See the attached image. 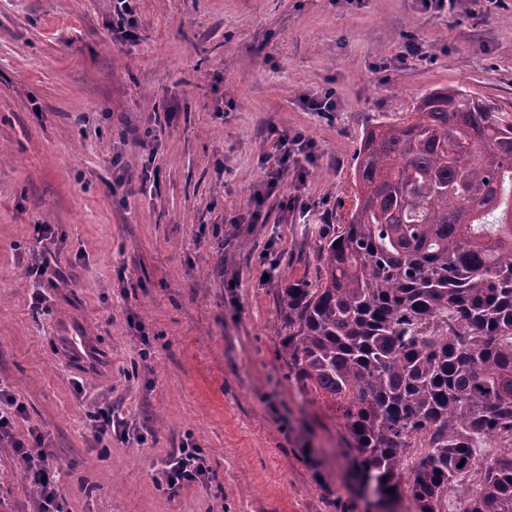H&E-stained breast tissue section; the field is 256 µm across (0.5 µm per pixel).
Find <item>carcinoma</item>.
<instances>
[{
  "label": "carcinoma",
  "mask_w": 512,
  "mask_h": 512,
  "mask_svg": "<svg viewBox=\"0 0 512 512\" xmlns=\"http://www.w3.org/2000/svg\"><path fill=\"white\" fill-rule=\"evenodd\" d=\"M354 176L317 283L279 294L288 377L338 413L364 494L512 512V120L433 89L365 131ZM488 438L508 451L481 462Z\"/></svg>",
  "instance_id": "cac0c4a2"
}]
</instances>
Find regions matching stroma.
<instances>
[{
  "instance_id": "stroma-1",
  "label": "stroma",
  "mask_w": 512,
  "mask_h": 512,
  "mask_svg": "<svg viewBox=\"0 0 512 512\" xmlns=\"http://www.w3.org/2000/svg\"><path fill=\"white\" fill-rule=\"evenodd\" d=\"M133 5L126 41L113 0H0V389L25 405L13 430L47 435L66 512H378L348 485L335 411L288 376L277 295L286 278L316 280L367 128L442 86L512 113V0ZM411 37L427 57L406 55ZM326 92L335 111L305 110L303 95ZM274 129L305 133L316 158L250 224ZM293 195L318 223L286 208ZM38 224L62 272L41 285L26 276ZM89 330L109 360L98 378L62 348ZM100 399L146 443L116 432L102 453ZM186 442L209 478L172 497L155 477ZM0 495L33 512L6 452Z\"/></svg>"
}]
</instances>
